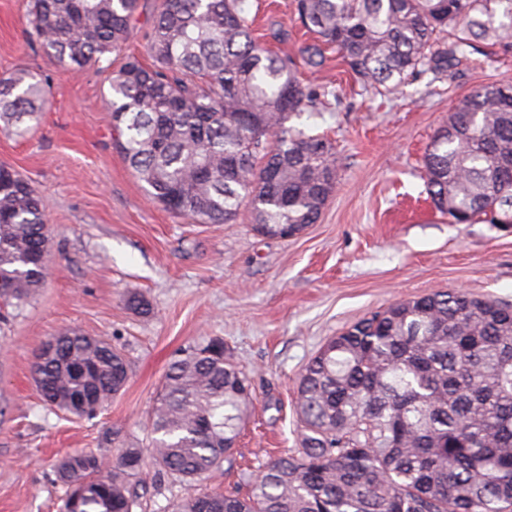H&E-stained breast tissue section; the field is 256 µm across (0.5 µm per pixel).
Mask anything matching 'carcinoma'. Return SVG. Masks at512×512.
I'll return each mask as SVG.
<instances>
[{"label":"carcinoma","mask_w":512,"mask_h":512,"mask_svg":"<svg viewBox=\"0 0 512 512\" xmlns=\"http://www.w3.org/2000/svg\"><path fill=\"white\" fill-rule=\"evenodd\" d=\"M44 53L75 73L117 51L142 0H28ZM316 44L340 55L356 82L389 91L429 71L441 79L478 43L512 49V0H296ZM248 0H163L148 36L150 63L112 73L105 106L117 146L150 196L200 224L304 229L334 194L332 142L288 126L325 103L326 86L297 76L295 59L252 32ZM39 73L0 77V127L25 135L46 97ZM512 85L472 90L423 158V180L450 224L512 214ZM44 204L0 165V300L43 287ZM33 373L46 407L84 418L129 378L124 354L70 329L47 340ZM248 376L218 338L171 361L150 413L151 441L57 460L59 512H134L145 457L174 483L223 470L252 412ZM300 447L246 477V494L197 492L163 512H512V305L460 291L390 304L329 338L297 387Z\"/></svg>","instance_id":"cac0c4a2"}]
</instances>
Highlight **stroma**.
Here are the masks:
<instances>
[{
	"label": "stroma",
	"mask_w": 512,
	"mask_h": 512,
	"mask_svg": "<svg viewBox=\"0 0 512 512\" xmlns=\"http://www.w3.org/2000/svg\"><path fill=\"white\" fill-rule=\"evenodd\" d=\"M160 0H144L132 35L110 64L75 74L34 38L27 0H0V75L36 70L49 83L38 124L0 130V164L39 192L51 240L49 276L19 305L0 303V512H58L56 457L113 456L148 444V412L174 352L222 338L248 375L252 414L228 472L210 490L238 491L241 473L298 447L297 383L329 337L399 299L462 290L512 305V229L452 224L420 176L425 150L458 100L486 84L512 83V49L473 54L448 79L408 81L388 96L363 90L336 52L307 84L337 99L290 125L327 137L339 179L317 223L282 240L258 235L249 211L233 224H195L147 195L114 144L104 106L114 67L145 57ZM260 41L298 56L315 37L294 0H250ZM144 297L148 313L130 308ZM104 337L129 361L125 388L92 419L48 411L32 374L42 344L68 329Z\"/></svg>",
	"instance_id": "1"
}]
</instances>
